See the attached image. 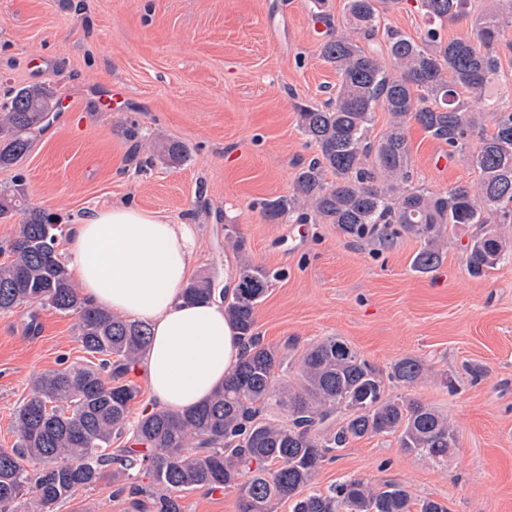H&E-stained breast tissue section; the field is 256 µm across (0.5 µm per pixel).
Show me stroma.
Instances as JSON below:
<instances>
[{"instance_id": "35a3bbf8", "label": "stroma", "mask_w": 512, "mask_h": 512, "mask_svg": "<svg viewBox=\"0 0 512 512\" xmlns=\"http://www.w3.org/2000/svg\"><path fill=\"white\" fill-rule=\"evenodd\" d=\"M427 26L420 0H401L380 12L376 37L393 28L416 38ZM324 37L308 0H0V97L43 85L61 102L19 165L0 169V189L22 186L27 205L65 225L112 202L198 225V268L216 279L238 262L225 236L234 228L255 262L282 274L257 309L263 343L302 350L341 336L385 372L420 358L431 373L409 388L387 382L386 393L433 407L457 434L444 465L404 452L394 434L353 441L324 463L318 487L350 475L395 479L448 512H512V260L471 277L469 231L459 227L440 266L420 274L415 238L381 248L332 224L260 212L263 200L291 193L299 161L316 153L298 107L336 88ZM133 127L144 135L134 160ZM405 135L416 184L478 183L444 141L415 123ZM169 139L189 146L186 163L156 158ZM87 360L74 316L28 305L0 314V448L16 443L14 415L33 379ZM113 491L103 478L56 512H126Z\"/></svg>"}]
</instances>
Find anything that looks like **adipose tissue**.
<instances>
[{
    "instance_id": "adipose-tissue-1",
    "label": "adipose tissue",
    "mask_w": 512,
    "mask_h": 512,
    "mask_svg": "<svg viewBox=\"0 0 512 512\" xmlns=\"http://www.w3.org/2000/svg\"><path fill=\"white\" fill-rule=\"evenodd\" d=\"M196 251L195 225L125 204L71 225L62 251L90 304L149 326L150 345L134 369L155 404L171 412L206 400L244 354L220 300L182 297Z\"/></svg>"
}]
</instances>
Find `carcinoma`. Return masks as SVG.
Returning a JSON list of instances; mask_svg holds the SVG:
<instances>
[{
    "instance_id": "1",
    "label": "carcinoma",
    "mask_w": 512,
    "mask_h": 512,
    "mask_svg": "<svg viewBox=\"0 0 512 512\" xmlns=\"http://www.w3.org/2000/svg\"><path fill=\"white\" fill-rule=\"evenodd\" d=\"M469 2L421 0L430 27L417 39L388 31L389 70L359 39L374 38L378 5L396 0H346L348 31L342 33L327 0H310L313 19L329 30L321 56L339 83L324 105L299 107L300 129L317 152L298 169L291 194L262 203L266 219L288 215L305 224L312 216L355 241L380 245L405 234L421 243L413 259L421 273L440 264L450 226L472 228L465 248L471 276L512 258V243L497 228L512 214V112L490 111L495 100L486 97L494 124L488 135L483 113L460 98L463 91L483 95L498 79L512 0H496L494 9L477 14L474 36L443 41L438 25L466 14ZM378 105L391 121L375 143L369 130ZM56 106L42 85L19 88L0 103V168L21 162ZM411 122L444 141L448 156L476 167L478 185L443 193L412 185L405 137ZM157 154L177 166L188 161L190 148L162 142ZM19 212L24 220L9 245L11 260L0 264V312L38 304L77 316V341L92 360L33 381L32 395L15 414L17 442L0 448V512H54L107 471L115 494L126 495L128 512H183L182 494L230 488L239 491V512H277L283 501L291 512H448L437 500L412 499L397 481L378 486L346 476L325 492L314 487L329 454L355 439L396 434L404 451L441 464L456 447V434L432 407L386 395L382 373L341 336L296 359L263 344L256 313L277 274L248 259L243 240L231 234L239 254L232 294L216 292L203 272L183 295L188 301L222 297L247 354L200 405L181 413L153 410L129 424L139 389L127 375L148 345L147 326L90 305L59 258L62 225L25 205L21 189L1 190L0 220ZM429 373L423 360L405 356L390 378L409 387ZM125 433L131 444L112 449V438ZM142 473L149 484L138 483Z\"/></svg>"
}]
</instances>
